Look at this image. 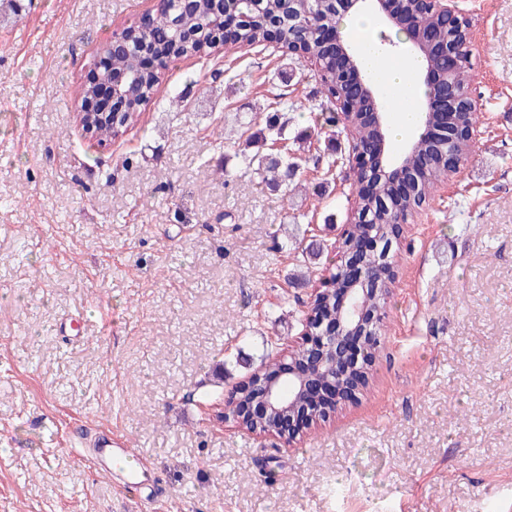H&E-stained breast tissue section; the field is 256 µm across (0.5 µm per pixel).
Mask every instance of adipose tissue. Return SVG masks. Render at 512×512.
Wrapping results in <instances>:
<instances>
[{
	"instance_id": "ef3b65f1",
	"label": "adipose tissue",
	"mask_w": 512,
	"mask_h": 512,
	"mask_svg": "<svg viewBox=\"0 0 512 512\" xmlns=\"http://www.w3.org/2000/svg\"><path fill=\"white\" fill-rule=\"evenodd\" d=\"M381 26L378 15L362 12L350 14L341 28L346 39L363 59L379 95L388 107L390 135L402 142L417 130V114L426 99V87L419 76L421 65L415 55H389L376 36Z\"/></svg>"
}]
</instances>
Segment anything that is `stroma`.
I'll list each match as a JSON object with an SVG mask.
<instances>
[{"instance_id": "35a3bbf8", "label": "stroma", "mask_w": 512, "mask_h": 512, "mask_svg": "<svg viewBox=\"0 0 512 512\" xmlns=\"http://www.w3.org/2000/svg\"><path fill=\"white\" fill-rule=\"evenodd\" d=\"M456 6L476 139L407 220L366 387L290 445L238 431L224 397L297 339L355 208L317 68L276 43L179 59L101 144L79 89L153 0L0 12V512H505L512 0ZM279 96L309 134L290 196L239 155ZM113 428L152 461L155 502L87 468L83 442Z\"/></svg>"}]
</instances>
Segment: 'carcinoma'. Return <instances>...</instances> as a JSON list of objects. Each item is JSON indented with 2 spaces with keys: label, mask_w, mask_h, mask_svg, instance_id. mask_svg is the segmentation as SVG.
<instances>
[{
  "label": "carcinoma",
  "mask_w": 512,
  "mask_h": 512,
  "mask_svg": "<svg viewBox=\"0 0 512 512\" xmlns=\"http://www.w3.org/2000/svg\"><path fill=\"white\" fill-rule=\"evenodd\" d=\"M402 10L413 17L420 31H438V45L430 48L433 65L443 67L444 45L460 51L461 62L451 77L448 86V128H434L415 140L416 156L410 164V193L393 200L390 188L383 186L380 194L363 199L350 218L340 249L351 252L358 249L363 236L368 232L367 224L374 225V232L388 242L398 240L400 228L414 210L421 207L430 197L431 190L449 178L448 153L466 157L471 146L467 143L464 130L473 126L474 113L464 111L465 100L471 81V62L466 43V22H444L433 10L428 0H407L399 4ZM233 14L237 19L236 43L243 48L258 47L266 39L263 23L250 21L255 10L254 0H233ZM264 15L269 18H291L285 25L287 38L306 45L310 58L317 61L323 72V87L327 101L343 102V113L350 128L349 135L354 147L368 150L377 139L376 129L365 112L369 107L363 94L348 84L333 69L328 58V49L321 44L320 34L326 27L336 28L340 16L332 10L331 0H264ZM224 27V17L214 13L209 0H195L185 4L182 0H171L169 8L157 12L149 23L140 28L130 25L126 28L128 44L111 47L104 44L100 50L109 54L110 68L104 70L101 79L112 81V72L127 74L137 85V94L123 101L119 119L111 124L95 123V132L102 141H110L133 125L146 105L155 96L160 84L159 69L183 57L200 53L203 49L216 47L217 35ZM193 31L196 39L189 41L185 34ZM242 160L249 167L256 168L263 180L273 188L286 187L296 175L298 162L288 152L273 154L242 153ZM368 268L383 291L371 294L362 302L371 308L387 304V288L392 282L391 268L381 256L367 259ZM331 288L315 300L312 311L324 318H336V294L348 287L343 272L332 268Z\"/></svg>",
  "instance_id": "obj_1"
}]
</instances>
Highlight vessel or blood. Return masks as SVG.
Masks as SVG:
<instances>
[{"mask_svg":"<svg viewBox=\"0 0 512 512\" xmlns=\"http://www.w3.org/2000/svg\"><path fill=\"white\" fill-rule=\"evenodd\" d=\"M94 469L110 472L123 491L133 494L146 488L152 477L147 459L130 453L121 435H100L89 450Z\"/></svg>","mask_w":512,"mask_h":512,"instance_id":"obj_1","label":"vessel or blood"}]
</instances>
